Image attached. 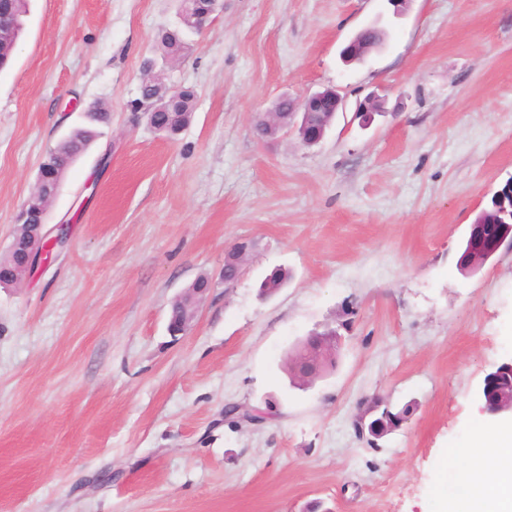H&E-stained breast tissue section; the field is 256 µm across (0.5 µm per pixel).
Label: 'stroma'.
<instances>
[{
    "label": "stroma",
    "mask_w": 512,
    "mask_h": 512,
    "mask_svg": "<svg viewBox=\"0 0 512 512\" xmlns=\"http://www.w3.org/2000/svg\"><path fill=\"white\" fill-rule=\"evenodd\" d=\"M182 7L30 0L0 71V255L43 154L92 103L111 112L49 206L64 245L0 287V512H436L441 461L512 357V248L457 269L512 179V0H219L166 73L197 92L169 139L130 103ZM373 23L385 45L345 64ZM327 88L343 108L320 143L257 138L279 96ZM202 274L215 287L171 335ZM328 325L336 368L290 386L288 351ZM270 395L277 415L225 421ZM374 396L414 410L372 445L355 422Z\"/></svg>",
    "instance_id": "obj_1"
}]
</instances>
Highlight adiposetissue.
Masks as SVG:
<instances>
[{"label": "adipose tissue", "instance_id": "adipose-tissue-1", "mask_svg": "<svg viewBox=\"0 0 512 512\" xmlns=\"http://www.w3.org/2000/svg\"><path fill=\"white\" fill-rule=\"evenodd\" d=\"M450 457L440 468L438 512H512V418L477 423Z\"/></svg>", "mask_w": 512, "mask_h": 512}]
</instances>
